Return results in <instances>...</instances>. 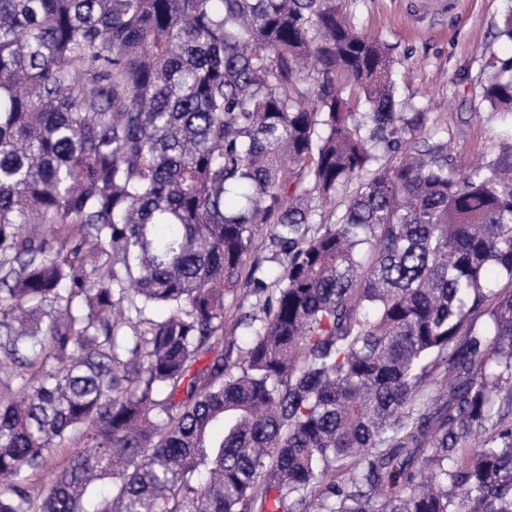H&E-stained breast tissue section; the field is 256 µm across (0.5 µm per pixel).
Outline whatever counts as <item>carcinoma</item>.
<instances>
[{"mask_svg":"<svg viewBox=\"0 0 512 512\" xmlns=\"http://www.w3.org/2000/svg\"><path fill=\"white\" fill-rule=\"evenodd\" d=\"M426 122L345 0H0V512H512V144ZM258 242L260 243L259 248L251 255L248 264L253 263V261H257L261 265V270L264 275L269 280H272L281 271V268L277 260L273 259L277 249L270 240L269 231L268 233L266 231H262L259 234ZM246 288L243 290L237 291L234 296L232 294L227 295L225 298V305L227 309L231 311L227 314L226 323L224 324V336H234L237 344L240 347H245L247 341L251 338L253 328L259 327L261 324V319L264 316L263 313V302L265 299V295H248L244 300V306L242 309L237 310V304L242 302L243 294H246ZM250 314L256 321H253V328H248L246 326L241 325L240 327L232 330L236 319L240 316V314ZM72 444L55 448L48 466L42 470L29 473L27 477L28 481L47 486L52 479L55 468L64 465L68 461L69 457L83 446L82 443L80 445Z\"/></svg>","mask_w":512,"mask_h":512,"instance_id":"carcinoma-1","label":"carcinoma"}]
</instances>
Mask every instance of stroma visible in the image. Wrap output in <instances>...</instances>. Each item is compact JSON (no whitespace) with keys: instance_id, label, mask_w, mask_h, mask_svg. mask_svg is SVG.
<instances>
[{"instance_id":"35a3bbf8","label":"stroma","mask_w":512,"mask_h":512,"mask_svg":"<svg viewBox=\"0 0 512 512\" xmlns=\"http://www.w3.org/2000/svg\"><path fill=\"white\" fill-rule=\"evenodd\" d=\"M358 31L384 42L393 60L399 99L429 116L428 129L447 128L454 156L477 158L512 143V118L487 111L479 81L493 56L512 55L497 31L512 0H346ZM225 335L245 345L251 328L236 326L240 313L263 316L256 295L226 296Z\"/></svg>"}]
</instances>
